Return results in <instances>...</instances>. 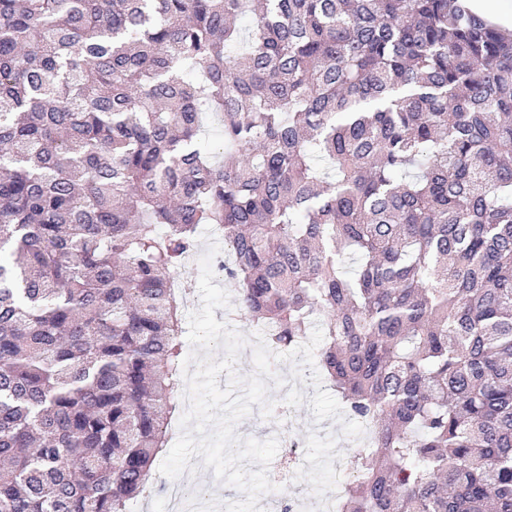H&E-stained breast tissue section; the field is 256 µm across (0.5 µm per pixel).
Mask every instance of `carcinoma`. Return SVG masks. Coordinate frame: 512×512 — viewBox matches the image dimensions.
<instances>
[{
    "label": "carcinoma",
    "mask_w": 512,
    "mask_h": 512,
    "mask_svg": "<svg viewBox=\"0 0 512 512\" xmlns=\"http://www.w3.org/2000/svg\"><path fill=\"white\" fill-rule=\"evenodd\" d=\"M202 225L372 430L337 512H512V34L461 0H0V512L155 490Z\"/></svg>",
    "instance_id": "carcinoma-1"
}]
</instances>
